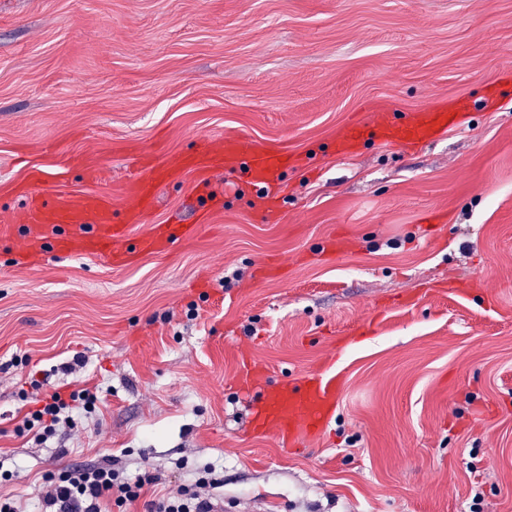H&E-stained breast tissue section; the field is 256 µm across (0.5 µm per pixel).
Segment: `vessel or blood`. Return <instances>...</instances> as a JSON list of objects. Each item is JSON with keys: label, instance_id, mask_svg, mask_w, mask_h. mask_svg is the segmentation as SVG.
I'll return each instance as SVG.
<instances>
[{"label": "vessel or blood", "instance_id": "obj_1", "mask_svg": "<svg viewBox=\"0 0 512 512\" xmlns=\"http://www.w3.org/2000/svg\"><path fill=\"white\" fill-rule=\"evenodd\" d=\"M450 118L443 109L429 108L397 117L386 112L370 122L346 125L336 140V150L350 153L368 141L415 147L447 130ZM286 153L267 149L240 135L205 143L195 154L160 161L151 155L138 158L142 173L126 184L120 211L101 194L86 190L62 196L41 189L40 176H32L23 209L14 223L1 225L0 236L16 238L20 259H27L32 242L51 247L61 255L106 257L121 267L140 254H163L179 241L193 238L197 224H167L132 238L131 227L150 217L160 184L200 178L221 171L242 173L258 191L278 182L288 169ZM342 383L334 376H307L265 384L253 420L262 433L272 435L280 447L296 445L300 436L321 431L335 409Z\"/></svg>", "mask_w": 512, "mask_h": 512}]
</instances>
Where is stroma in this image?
I'll return each mask as SVG.
<instances>
[{
  "label": "stroma",
  "mask_w": 512,
  "mask_h": 512,
  "mask_svg": "<svg viewBox=\"0 0 512 512\" xmlns=\"http://www.w3.org/2000/svg\"><path fill=\"white\" fill-rule=\"evenodd\" d=\"M457 98L426 144L333 150ZM227 134L299 157L275 210L221 173L132 225L203 223L163 256L31 269L0 243V496L39 512L48 474L107 462L160 477L131 512L207 467L224 512H512V0H0V225L28 170L117 209L130 148ZM250 364L342 374L323 431L256 432ZM35 379L102 401L40 443L16 430Z\"/></svg>",
  "instance_id": "35a3bbf8"
}]
</instances>
